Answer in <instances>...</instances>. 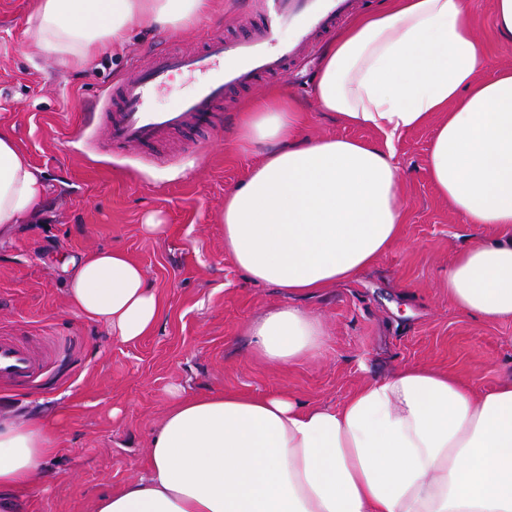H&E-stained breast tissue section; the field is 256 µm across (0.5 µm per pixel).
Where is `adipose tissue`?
<instances>
[{
  "instance_id": "ef3b65f1",
  "label": "adipose tissue",
  "mask_w": 512,
  "mask_h": 512,
  "mask_svg": "<svg viewBox=\"0 0 512 512\" xmlns=\"http://www.w3.org/2000/svg\"><path fill=\"white\" fill-rule=\"evenodd\" d=\"M207 0H38L28 48L61 68L123 48L133 28L175 32ZM468 0H386L333 38L314 84L318 107L380 141L307 137L289 97L256 100L238 130L259 163L224 197V251L249 279L292 298L356 279L398 243L405 213L395 142L439 117L427 159L436 191L465 223L512 227V69L482 77ZM47 175L0 128V231L43 208ZM449 301L486 322L512 320V236H480L442 281ZM67 297L124 343L148 334L162 303L118 249L73 263ZM257 355L287 365L316 355L320 321L288 304L249 326ZM173 402L152 466L94 512H512V379L474 386L405 366L339 406L279 390L212 392ZM64 413L0 418V495L55 452Z\"/></svg>"
}]
</instances>
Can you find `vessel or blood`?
<instances>
[{"instance_id":"b4317fda","label":"vessel or blood","mask_w":512,"mask_h":512,"mask_svg":"<svg viewBox=\"0 0 512 512\" xmlns=\"http://www.w3.org/2000/svg\"><path fill=\"white\" fill-rule=\"evenodd\" d=\"M353 9V0H259L242 35L216 30L198 48L173 46L135 61L120 82L105 89L91 131L116 156L156 150L177 131L217 135L222 121L216 107L226 93L283 76ZM282 29L290 32L284 41L276 38ZM176 73L198 75L194 92L176 109H152L153 95ZM42 370L41 359L27 346L0 336V384L27 386Z\"/></svg>"}]
</instances>
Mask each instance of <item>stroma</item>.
I'll return each mask as SVG.
<instances>
[{
	"label": "stroma",
	"instance_id": "stroma-1",
	"mask_svg": "<svg viewBox=\"0 0 512 512\" xmlns=\"http://www.w3.org/2000/svg\"><path fill=\"white\" fill-rule=\"evenodd\" d=\"M494 0H469L470 21L488 72L512 67V47L493 26ZM245 0H210L200 24L175 35L133 30L118 53L102 52L72 68L30 54L34 0H0V125L48 177L39 218L0 234V335L45 359L40 380L0 386V415L24 421L67 416L45 471L11 492L10 512H92L97 495L121 489L151 468L150 443L173 391L259 396L285 388L305 404L337 406L368 380L425 365L486 390L512 375V321L484 322L458 310L440 286L472 236L434 189L426 159L435 125L396 144L405 219L401 238L356 280L302 299L325 329L320 356L277 367L252 350L250 323L287 305L286 292L252 282L224 251V196L256 163L234 144L250 101L280 91L299 103L312 137L378 140L321 111L312 87L321 51L301 58L287 77L225 101L224 130L207 149L175 133L160 157L114 156L88 143V113L101 91L132 61L169 43L197 46L217 27L236 28ZM164 231L146 234L147 213ZM120 249L158 290L164 314L146 336L123 343L82 320L67 303L66 259Z\"/></svg>",
	"mask_w": 512,
	"mask_h": 512
}]
</instances>
